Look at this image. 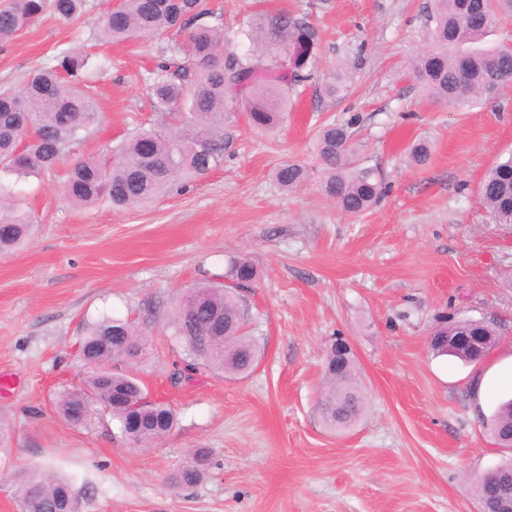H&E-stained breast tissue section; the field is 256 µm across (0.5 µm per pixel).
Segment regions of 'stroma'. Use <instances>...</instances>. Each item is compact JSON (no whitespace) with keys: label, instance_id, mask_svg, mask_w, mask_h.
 Masks as SVG:
<instances>
[{"label":"stroma","instance_id":"stroma-1","mask_svg":"<svg viewBox=\"0 0 512 512\" xmlns=\"http://www.w3.org/2000/svg\"><path fill=\"white\" fill-rule=\"evenodd\" d=\"M115 0H86L65 20L44 13L0 45V84H19L60 51L89 53L99 120L76 150L108 157L157 122L148 94L163 44L103 43L94 19ZM224 14V45L258 54L240 27L285 9L317 32L307 81L289 91L284 122L250 127L227 104L224 161L186 191L117 210L67 204L68 161L14 183L35 231L0 255V512H19L2 474L49 466L68 475L79 512H480L473 484L505 459L485 420L512 398V224L493 223L477 193L492 163L512 152V86L479 104L433 99L409 61L430 48L431 0H211ZM347 88L329 98L332 73ZM351 123L354 159L378 169L384 193L348 218L320 191L315 144L325 123ZM428 162L408 157L419 138ZM288 162L307 166L291 192L274 180ZM249 258L259 272L241 308L261 356L253 372L179 375L181 348L167 314L182 291ZM154 314L148 356L113 363L171 406L173 429L147 447L115 422L76 427L58 393L82 382L88 325ZM491 319L496 345L479 363L434 355L444 320ZM353 345L367 399L352 429L323 424L324 349ZM196 448L210 466L197 485L169 477Z\"/></svg>","mask_w":512,"mask_h":512}]
</instances>
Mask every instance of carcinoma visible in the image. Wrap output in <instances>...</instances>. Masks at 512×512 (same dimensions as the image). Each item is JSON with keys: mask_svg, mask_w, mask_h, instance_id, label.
Returning a JSON list of instances; mask_svg holds the SVG:
<instances>
[{"mask_svg": "<svg viewBox=\"0 0 512 512\" xmlns=\"http://www.w3.org/2000/svg\"><path fill=\"white\" fill-rule=\"evenodd\" d=\"M433 49L413 62V71L437 98L454 102L494 97L512 82V43L483 46L502 13L512 14V0H432ZM84 0H9L0 9V43L36 22L46 9L63 19H78ZM100 37L114 43L136 37L160 38L184 34L170 46L174 55L199 70L188 81L182 65L157 67L150 84L154 111L170 117L174 127L142 129L121 142L110 159L76 161L64 185L65 201L87 208L101 201L115 208L149 202L174 187H185L224 161V106L229 99L245 103L246 119L255 129L275 128L288 110V89L306 81V69L314 57L317 33L303 19L286 13L261 15L244 23L240 33L262 45L254 62L224 51V25L208 0H120L96 21ZM55 64L29 70L21 86L0 87V176L18 179L55 167L76 152L81 133L98 121V112L80 74L89 67V57L62 51ZM349 124L330 123L317 134V153L326 176L323 194L344 214L356 216L369 210L382 193L376 172L349 159ZM284 191H293L308 178L300 163L281 165L274 175ZM479 195L496 224H512V152L499 159L484 175ZM33 224L9 203H0V253L22 247ZM258 280V270L246 257L233 258L222 280L187 289L172 303L168 328L184 351L183 371L201 368L228 376L249 373L257 364L259 349L244 331L245 319L239 291ZM152 316L139 320L104 318L94 323L82 343L91 364L83 384L58 394L57 412L69 419L75 401L91 395L96 403L79 426L89 428L101 420V404H111L107 416L135 444H147L143 432L131 423L137 416L157 437L175 424L174 410L156 402L142 409L119 401L127 393L135 399L146 394L139 380L115 373L108 364L130 358L146 348V330ZM469 330L497 340L494 323L462 317L434 330V351L468 362L476 354L444 348L447 337ZM222 336L224 341L212 342ZM327 391L320 400L323 423L332 430L354 427L365 409L363 385L355 357L340 356L336 345L326 347ZM495 443L512 448V400L502 403L487 421ZM208 466V452L197 449L172 473L178 486L200 482ZM8 481L15 489L20 512H52L61 500L78 512V498L71 482L62 476L35 469L14 471ZM482 503L498 506L497 512H512V461L495 468L489 480L475 482Z\"/></svg>", "mask_w": 512, "mask_h": 512, "instance_id": "cac0c4a2", "label": "carcinoma"}]
</instances>
